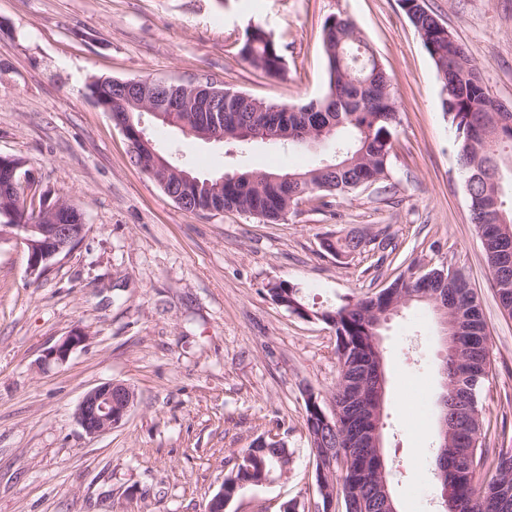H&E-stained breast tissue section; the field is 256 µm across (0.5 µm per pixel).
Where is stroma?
I'll return each instance as SVG.
<instances>
[{
    "label": "stroma",
    "mask_w": 512,
    "mask_h": 512,
    "mask_svg": "<svg viewBox=\"0 0 512 512\" xmlns=\"http://www.w3.org/2000/svg\"><path fill=\"white\" fill-rule=\"evenodd\" d=\"M512 109V0H426ZM351 18L392 78L400 125L390 178L326 207L303 203L271 224L237 212L183 210L130 160V143L89 92L97 78L207 75L287 106L327 92L321 29ZM260 25L281 45L273 77L242 62ZM442 82L399 0H0V155L25 162L39 188L83 211L89 231L39 281L27 253L0 244V512H204L238 452L264 431L284 437L288 474H273L225 512H281L316 497L300 390L326 412L337 367L333 330L288 313L269 283L331 305L387 287L408 265L448 264L474 289L492 340L480 406L487 448L512 444V318L504 315L470 219ZM156 148L193 171L305 168L316 151L256 143L245 152L185 136L143 115ZM362 237L334 256L325 239ZM89 339L42 365L74 329ZM433 309L412 303L382 335L388 378L383 454L398 512H440L430 460L438 364ZM111 381L137 403L92 438L75 411Z\"/></svg>",
    "instance_id": "obj_1"
}]
</instances>
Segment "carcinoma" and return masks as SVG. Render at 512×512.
Segmentation results:
<instances>
[{"label":"carcinoma","instance_id":"1","mask_svg":"<svg viewBox=\"0 0 512 512\" xmlns=\"http://www.w3.org/2000/svg\"><path fill=\"white\" fill-rule=\"evenodd\" d=\"M411 0H402L406 16L419 36L437 72L444 73L450 107L448 115L455 127L460 155L479 165L492 161L501 172L512 171V112L498 116L490 112L494 101L484 84L481 69L460 46L446 38L434 36L435 27L424 15L413 17L408 9ZM322 46L327 62L328 88H336V100L323 98L296 107L293 112H274L276 104L242 92L224 98V109L233 116L226 127L231 135L227 145L238 151L253 143L256 126L267 118L285 122L293 130L319 133L332 130L329 142L334 157L321 160L306 170H282L277 183H267L256 172L248 171L193 192L188 211H236L277 223L303 202L327 205L324 198L349 194L359 184H371L390 176L389 157L398 133V106L391 87V77L379 68L374 52L354 22L341 16H329L322 25ZM239 58L266 74L284 70L285 57L272 34L260 26L245 31L239 42ZM184 99L182 112L168 113L160 120L169 127L194 115L197 97L177 90ZM477 195L488 194L495 208L486 214L472 212L478 228L500 309L512 316V260L506 252L508 227L512 226V208H506L501 184L486 187L473 185ZM29 199L28 208L19 211L0 197V231L10 224H35L36 191L20 189ZM326 252L334 256L359 252L352 238L326 239ZM267 295L289 311L298 306L303 318H314L330 326L335 333L337 379L333 400L338 405L347 401L343 380L354 377L352 364L373 355L372 336L380 332L375 322H385L391 308L405 296L425 303L436 311L441 335L453 337L460 356H447L442 365L448 368V415L454 432L448 447L436 448L431 464L438 484L448 486V512H512V448H496L488 457L484 448L486 434L479 407V394L491 370L490 337L482 311L469 281L459 271L448 280H432L420 284L416 280L396 278L391 287L372 297L358 298L331 308H314L304 301L301 289L287 282L273 283ZM301 389L304 399V426L313 465L321 483L341 495V512L349 503L363 502L366 512H381L382 488L376 478L378 469L389 472L387 464L377 461L370 448H323L327 433L320 428L321 403ZM241 462L224 475V502L228 503L245 489L258 486L274 472L283 471L291 462L284 440L257 438L244 449ZM495 470L488 482L480 479L484 470Z\"/></svg>","mask_w":512,"mask_h":512}]
</instances>
